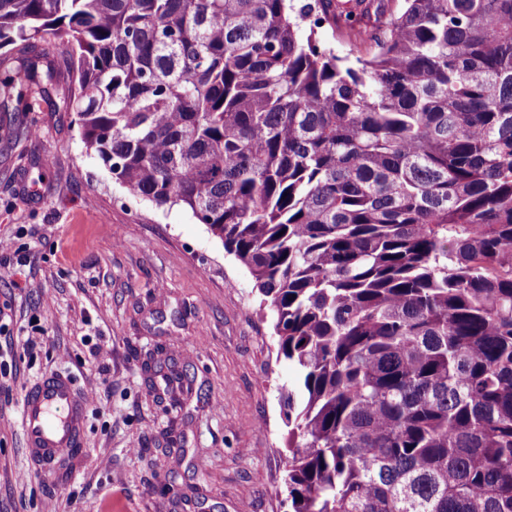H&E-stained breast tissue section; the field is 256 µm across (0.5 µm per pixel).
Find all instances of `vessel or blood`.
Instances as JSON below:
<instances>
[{
	"instance_id": "1",
	"label": "vessel or blood",
	"mask_w": 512,
	"mask_h": 512,
	"mask_svg": "<svg viewBox=\"0 0 512 512\" xmlns=\"http://www.w3.org/2000/svg\"><path fill=\"white\" fill-rule=\"evenodd\" d=\"M88 401L72 380L50 376L29 390L22 404L26 446L42 462L69 454L80 444Z\"/></svg>"
}]
</instances>
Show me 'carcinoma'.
<instances>
[{"mask_svg": "<svg viewBox=\"0 0 512 512\" xmlns=\"http://www.w3.org/2000/svg\"><path fill=\"white\" fill-rule=\"evenodd\" d=\"M405 3L0 0V112L66 44L86 148L273 313L286 512H512V0ZM319 34L322 40L335 51L336 55L346 56L350 53L348 38L343 29L325 23V25L319 29Z\"/></svg>", "mask_w": 512, "mask_h": 512, "instance_id": "cac0c4a2", "label": "carcinoma"}]
</instances>
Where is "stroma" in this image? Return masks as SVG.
Listing matches in <instances>:
<instances>
[{
	"instance_id": "stroma-1",
	"label": "stroma",
	"mask_w": 512,
	"mask_h": 512,
	"mask_svg": "<svg viewBox=\"0 0 512 512\" xmlns=\"http://www.w3.org/2000/svg\"><path fill=\"white\" fill-rule=\"evenodd\" d=\"M72 87L65 72L35 99L31 138L0 124V239L27 258L0 267V512H284L278 390L296 371L272 317L205 225L132 196L87 152L57 107ZM156 352L183 376L164 396L143 369ZM50 372L99 401L59 465L31 460L20 421Z\"/></svg>"
}]
</instances>
